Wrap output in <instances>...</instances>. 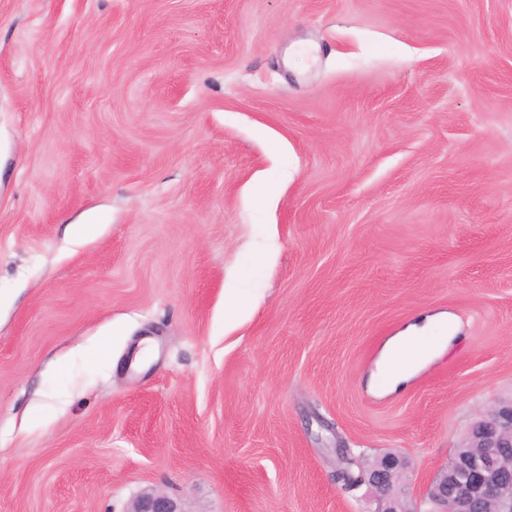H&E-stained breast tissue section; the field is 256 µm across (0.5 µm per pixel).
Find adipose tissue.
I'll use <instances>...</instances> for the list:
<instances>
[{
	"instance_id": "adipose-tissue-1",
	"label": "adipose tissue",
	"mask_w": 512,
	"mask_h": 512,
	"mask_svg": "<svg viewBox=\"0 0 512 512\" xmlns=\"http://www.w3.org/2000/svg\"><path fill=\"white\" fill-rule=\"evenodd\" d=\"M429 329L426 322L413 324L385 343L377 361V372L386 377L390 386L408 380L455 338L456 330L452 326H444L435 336L430 335Z\"/></svg>"
}]
</instances>
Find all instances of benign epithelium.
Returning <instances> with one entry per match:
<instances>
[{
    "instance_id": "benign-epithelium-1",
    "label": "benign epithelium",
    "mask_w": 512,
    "mask_h": 512,
    "mask_svg": "<svg viewBox=\"0 0 512 512\" xmlns=\"http://www.w3.org/2000/svg\"><path fill=\"white\" fill-rule=\"evenodd\" d=\"M470 451L452 456L426 488V497L442 506L439 512H512V462L500 453L512 448V402L482 416L465 439ZM404 461L386 456L366 468L362 483L379 492L376 512H407ZM130 512H183L172 498L146 491Z\"/></svg>"
}]
</instances>
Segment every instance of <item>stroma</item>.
Here are the masks:
<instances>
[{"instance_id": "obj_1", "label": "stroma", "mask_w": 512, "mask_h": 512, "mask_svg": "<svg viewBox=\"0 0 512 512\" xmlns=\"http://www.w3.org/2000/svg\"><path fill=\"white\" fill-rule=\"evenodd\" d=\"M509 401L512 0H0V512H423ZM436 323L442 322L430 318L421 325L412 324L385 343L377 361V372L380 377L387 378L391 389L408 380L455 339L456 330L451 325L444 326L438 336H427L430 327ZM404 465L400 457L386 456L371 467L362 466L366 471L360 485L367 484L379 492L376 512H416L402 507L407 497V487L403 482ZM130 512H183L172 498L157 491H146L134 502Z\"/></svg>"}]
</instances>
